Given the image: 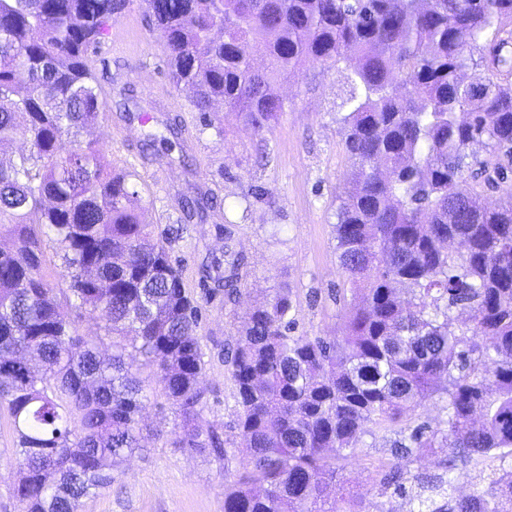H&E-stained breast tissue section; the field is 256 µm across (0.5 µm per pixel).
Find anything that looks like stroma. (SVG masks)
<instances>
[{
    "mask_svg": "<svg viewBox=\"0 0 512 512\" xmlns=\"http://www.w3.org/2000/svg\"><path fill=\"white\" fill-rule=\"evenodd\" d=\"M126 18L140 46L124 54L101 42L93 59L105 110L80 137L98 142L113 166L138 171L144 219L157 230L178 224L180 201L195 190L222 203L221 210L187 225L169 255L201 307L198 336L205 352L207 403L200 425L231 442L236 416L224 346L235 342L239 317L286 283L295 293L299 333L331 336L341 322L343 305L336 292L344 277L334 224L336 197L351 170L336 124L345 72L305 65L281 85L286 107L268 130L254 132L230 116L216 129L205 126L191 93L169 81L166 42L150 30L142 10ZM126 86L134 88V97L123 94ZM169 118L182 125V145L158 144L149 159H142L140 142L147 134H162ZM227 251L245 259L244 293L234 304L201 282L203 265ZM174 419L164 398L152 400L142 417L144 453L124 464L111 487L84 500L81 512H224V486L242 469V459L222 463L170 447ZM394 437L391 431L364 435L358 454L336 474L337 489L355 492L361 512H409L412 498L422 493L416 474L442 470L439 457L430 455L400 466L390 448ZM14 441L7 413L0 410V512H19L15 489L22 471L12 453ZM381 461L400 467L405 494L384 488L377 469Z\"/></svg>",
    "mask_w": 512,
    "mask_h": 512,
    "instance_id": "obj_1",
    "label": "stroma"
}]
</instances>
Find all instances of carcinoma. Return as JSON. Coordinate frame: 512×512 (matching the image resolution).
<instances>
[{
	"instance_id": "obj_1",
	"label": "carcinoma",
	"mask_w": 512,
	"mask_h": 512,
	"mask_svg": "<svg viewBox=\"0 0 512 512\" xmlns=\"http://www.w3.org/2000/svg\"><path fill=\"white\" fill-rule=\"evenodd\" d=\"M132 4L0 0V147L31 142L0 164V238L12 241L0 248V406L25 471L20 512H79L110 486L140 450L156 392L179 418L173 447L246 460L224 512H358L356 497L328 488L373 426L397 429L407 464L443 454L417 512H512V466L455 494L469 464L512 459V51L499 37L512 0H143L170 80L194 90L207 126L224 121L219 100L260 132L283 112L291 71H347L336 124L352 169L334 224L344 321L331 338L296 334L286 286L249 310L225 358L231 448L198 425V301L141 220L136 173L107 169L77 138L105 109L88 56ZM252 41L265 48L260 66L239 53ZM481 41L488 54L476 59ZM487 190L501 192L493 206ZM216 205L201 191L182 200L169 232ZM48 245L65 289L46 271ZM224 257L234 302L240 262ZM97 311L104 336L78 335L76 319ZM433 399L443 425L401 426Z\"/></svg>"
}]
</instances>
